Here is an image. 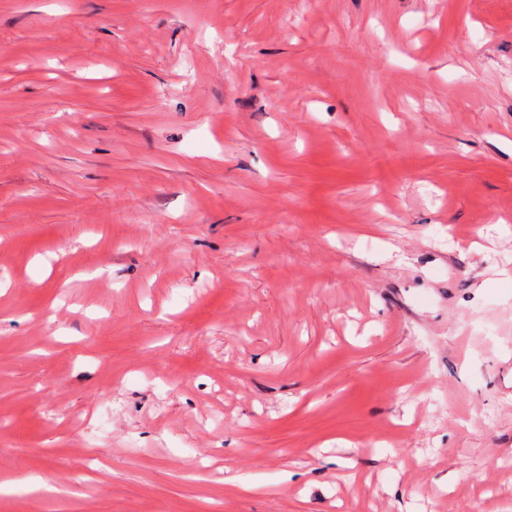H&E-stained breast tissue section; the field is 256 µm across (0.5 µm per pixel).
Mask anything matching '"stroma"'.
<instances>
[{
	"instance_id": "stroma-1",
	"label": "stroma",
	"mask_w": 512,
	"mask_h": 512,
	"mask_svg": "<svg viewBox=\"0 0 512 512\" xmlns=\"http://www.w3.org/2000/svg\"><path fill=\"white\" fill-rule=\"evenodd\" d=\"M512 0H0V512H512Z\"/></svg>"
}]
</instances>
